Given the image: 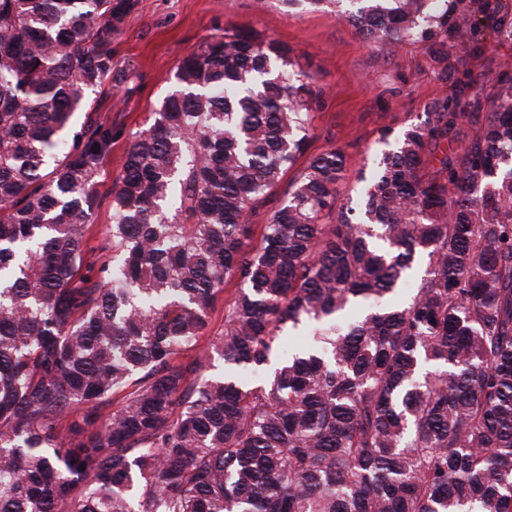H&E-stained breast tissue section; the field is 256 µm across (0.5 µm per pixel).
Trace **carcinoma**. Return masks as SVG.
<instances>
[{
  "mask_svg": "<svg viewBox=\"0 0 512 512\" xmlns=\"http://www.w3.org/2000/svg\"><path fill=\"white\" fill-rule=\"evenodd\" d=\"M281 2L371 47L512 40L503 0ZM136 4L0 0V512H512V63L438 168L483 105L469 74L381 132L357 201L329 148L257 226L323 88L288 45L218 28L126 142L100 264L115 137L74 114L128 81L112 37Z\"/></svg>",
  "mask_w": 512,
  "mask_h": 512,
  "instance_id": "carcinoma-1",
  "label": "carcinoma"
}]
</instances>
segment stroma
<instances>
[{
    "mask_svg": "<svg viewBox=\"0 0 512 512\" xmlns=\"http://www.w3.org/2000/svg\"><path fill=\"white\" fill-rule=\"evenodd\" d=\"M219 27L252 28L288 44L299 53L303 69L324 86L306 153L330 148L344 153L345 199L357 198L358 173L369 168L383 128L397 131L424 121L434 103L454 95L458 74L466 69L477 77L482 98L494 97L500 63L512 62V41L482 53L453 41L442 52L410 41L374 48L334 14L291 15L280 0H137L113 41L130 79L119 91L107 88L91 96L89 116L111 125L116 138L96 177L100 205L87 246H98L111 222L110 192L122 171L128 137L171 90L181 61Z\"/></svg>",
    "mask_w": 512,
    "mask_h": 512,
    "instance_id": "obj_1",
    "label": "stroma"
}]
</instances>
